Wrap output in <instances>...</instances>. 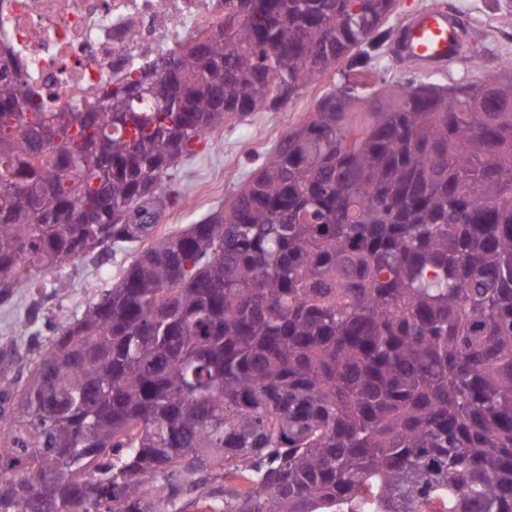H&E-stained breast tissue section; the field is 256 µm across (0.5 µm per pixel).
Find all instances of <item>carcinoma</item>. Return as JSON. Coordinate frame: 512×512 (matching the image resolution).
Wrapping results in <instances>:
<instances>
[{
	"label": "carcinoma",
	"instance_id": "carcinoma-1",
	"mask_svg": "<svg viewBox=\"0 0 512 512\" xmlns=\"http://www.w3.org/2000/svg\"><path fill=\"white\" fill-rule=\"evenodd\" d=\"M395 2L235 0L82 112L0 77V304L141 245L24 385L0 342V512H512V64L371 88ZM327 74L228 208L153 237L208 131ZM199 493H186L182 498V508L179 511L167 512H224V497H216L211 501H205L204 498L199 497ZM212 505L213 508H210Z\"/></svg>",
	"mask_w": 512,
	"mask_h": 512
}]
</instances>
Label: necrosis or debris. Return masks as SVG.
I'll return each mask as SVG.
<instances>
[{
	"instance_id": "1",
	"label": "necrosis or debris",
	"mask_w": 512,
	"mask_h": 512,
	"mask_svg": "<svg viewBox=\"0 0 512 512\" xmlns=\"http://www.w3.org/2000/svg\"><path fill=\"white\" fill-rule=\"evenodd\" d=\"M233 2L0 0V74L22 72L39 111L80 109L207 35Z\"/></svg>"
}]
</instances>
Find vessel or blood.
Returning a JSON list of instances; mask_svg holds the SVG:
<instances>
[{"label": "vessel or blood", "instance_id": "b4317fda", "mask_svg": "<svg viewBox=\"0 0 512 512\" xmlns=\"http://www.w3.org/2000/svg\"><path fill=\"white\" fill-rule=\"evenodd\" d=\"M459 19L448 10L433 9L413 16L399 27L397 54L431 69L446 65L460 51Z\"/></svg>", "mask_w": 512, "mask_h": 512}]
</instances>
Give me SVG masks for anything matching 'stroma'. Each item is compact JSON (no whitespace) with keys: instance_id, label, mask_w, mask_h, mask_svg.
<instances>
[{"instance_id":"1","label":"stroma","mask_w":512,"mask_h":512,"mask_svg":"<svg viewBox=\"0 0 512 512\" xmlns=\"http://www.w3.org/2000/svg\"><path fill=\"white\" fill-rule=\"evenodd\" d=\"M503 0H397L400 18L434 8L464 13L465 20L484 33L481 55L463 54L441 72H423L415 66L386 56L378 65L377 89L398 81L439 82L486 81L498 70L502 58H512V14L501 8ZM331 78L307 88L276 112H255L244 120L221 125L208 134L213 149L188 158L176 180L186 187V196L168 208L157 227L161 236L179 234L212 210L230 203L241 184L259 167L264 156L280 144L288 128L303 122L313 112L316 100L331 91ZM135 255L134 249L110 254L99 263L82 260L54 270H35L31 280L17 289L10 305H0V340L10 339L15 378L25 381L39 344L54 336L62 317L81 313L93 300L111 288ZM42 310L37 323L28 324L27 310L33 298Z\"/></svg>"}]
</instances>
